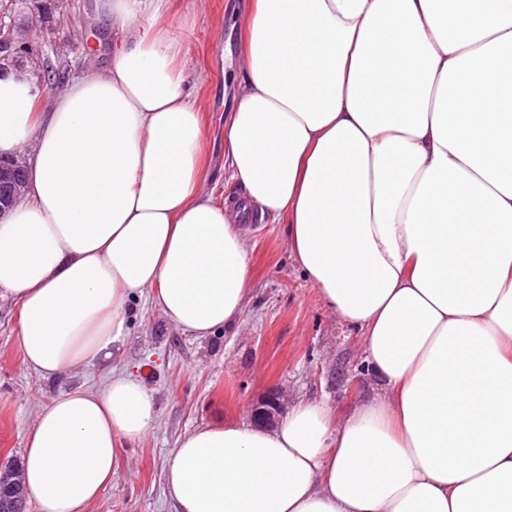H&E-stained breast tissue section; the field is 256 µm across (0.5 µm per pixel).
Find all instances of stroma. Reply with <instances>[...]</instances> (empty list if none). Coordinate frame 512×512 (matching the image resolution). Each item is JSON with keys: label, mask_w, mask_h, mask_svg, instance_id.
I'll use <instances>...</instances> for the list:
<instances>
[{"label": "stroma", "mask_w": 512, "mask_h": 512, "mask_svg": "<svg viewBox=\"0 0 512 512\" xmlns=\"http://www.w3.org/2000/svg\"><path fill=\"white\" fill-rule=\"evenodd\" d=\"M242 0H170L181 21L187 88L200 103L211 169L224 171V115L234 105L226 82L238 61L237 10ZM97 0H57L36 17L38 47L28 76L66 70L75 77L109 58L96 48L102 33ZM251 273V301L237 327L208 337L182 332L141 297L131 302L130 332L109 365H87L56 377L25 368L19 313L0 300V462L21 460L38 408L72 386L101 388L107 367L143 381L157 405V421L143 438L121 448L112 480L89 512H174L165 493V468L178 440L202 425L249 418L270 391H286L289 403L321 399L345 412L378 392L365 362L361 338L340 324L290 257L283 222L244 227Z\"/></svg>", "instance_id": "stroma-1"}]
</instances>
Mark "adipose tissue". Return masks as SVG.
Instances as JSON below:
<instances>
[{
	"instance_id": "adipose-tissue-1",
	"label": "adipose tissue",
	"mask_w": 512,
	"mask_h": 512,
	"mask_svg": "<svg viewBox=\"0 0 512 512\" xmlns=\"http://www.w3.org/2000/svg\"><path fill=\"white\" fill-rule=\"evenodd\" d=\"M120 43L39 107L0 75V154L32 147L0 219V297L41 376L108 362L128 303L234 327L246 240L216 191L168 0H98ZM224 168L381 384L341 417L202 425L165 469L176 512H512V0H245ZM157 408L109 370L43 405L39 512H88Z\"/></svg>"
}]
</instances>
